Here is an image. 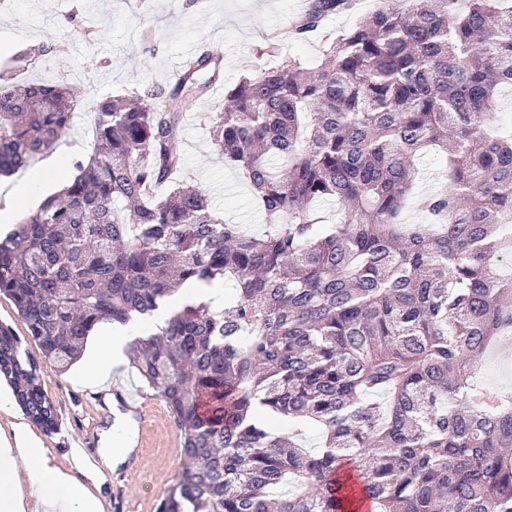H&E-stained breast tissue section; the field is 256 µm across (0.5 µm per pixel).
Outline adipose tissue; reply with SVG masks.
<instances>
[{"mask_svg":"<svg viewBox=\"0 0 512 512\" xmlns=\"http://www.w3.org/2000/svg\"><path fill=\"white\" fill-rule=\"evenodd\" d=\"M127 338L121 329L109 330L100 338V348L88 363L83 381L101 383L109 370L121 365ZM30 480L45 494L47 512H102L98 498L87 485L64 468L47 467L41 439L26 423L14 426L11 434L0 432V512H26L22 482Z\"/></svg>","mask_w":512,"mask_h":512,"instance_id":"adipose-tissue-1","label":"adipose tissue"}]
</instances>
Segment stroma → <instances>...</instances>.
I'll use <instances>...</instances> for the list:
<instances>
[{
	"label": "stroma",
	"mask_w": 512,
	"mask_h": 512,
	"mask_svg": "<svg viewBox=\"0 0 512 512\" xmlns=\"http://www.w3.org/2000/svg\"><path fill=\"white\" fill-rule=\"evenodd\" d=\"M312 0H0V83L12 79L64 80L76 90L80 105L69 132L56 148L36 158L15 177L0 180V222L18 225L56 185L36 187L31 200L13 192L15 181L58 168L64 181L74 176L75 157L94 148L92 108L103 98L132 90H169L181 59L197 49L222 60L221 80L206 90L185 114L175 142L183 166L175 179L203 188L211 209L225 223L249 233L262 231L264 214L244 174L227 166L216 151L210 118L224 105V94L243 77L296 60L320 64L328 39L353 28L367 13L384 5L405 10L407 0H356L354 7L325 17L312 32L292 39L281 33L308 11ZM83 28L85 38L73 44L67 28ZM37 359L44 387L54 402L58 429L44 434L47 464L68 466L64 451L73 447L86 427L72 424L76 403L91 384L79 380L81 364L61 371L44 359L40 347L28 343ZM486 388L512 389V338L486 353L475 373ZM128 387L146 416L134 439L143 458L140 472L113 476L96 494L103 512H140L160 499L182 470L181 431L164 401L124 362L105 380V387Z\"/></svg>",
	"instance_id": "stroma-1"
}]
</instances>
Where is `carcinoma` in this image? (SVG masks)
Here are the masks:
<instances>
[{"label": "carcinoma", "mask_w": 512, "mask_h": 512, "mask_svg": "<svg viewBox=\"0 0 512 512\" xmlns=\"http://www.w3.org/2000/svg\"><path fill=\"white\" fill-rule=\"evenodd\" d=\"M381 6L317 68L246 77L212 118L213 144L267 216L226 224L207 194L151 189L182 166L183 112L219 79L201 56L169 93L106 97L76 175L0 241L9 296L44 357L68 370L95 326L145 320L188 283L236 296L174 305L129 346L173 411L184 467L157 512H512V402L470 373L512 337V132L490 111L512 87V0ZM352 0H313L305 33ZM66 81L0 86V175L70 130ZM447 186L404 209L417 164ZM337 204L325 223L318 205ZM0 376L45 432L57 413L38 362L0 326ZM286 419L284 436L273 421ZM320 431L305 450L294 434ZM291 484L295 490L281 493ZM210 287H212V288H205L202 285L196 284L193 286V288L188 289V291H190L192 294L196 295L195 297H192V298L198 299L201 297L216 296L218 294V291H216L213 288L220 289L219 291L221 292V298L217 303H212L213 307L223 306L224 298L226 300L232 299L236 292V290L234 289V288H236L234 283L231 281H228V280H225L224 283L222 281L213 283L212 286H210Z\"/></svg>", "instance_id": "carcinoma-1"}]
</instances>
